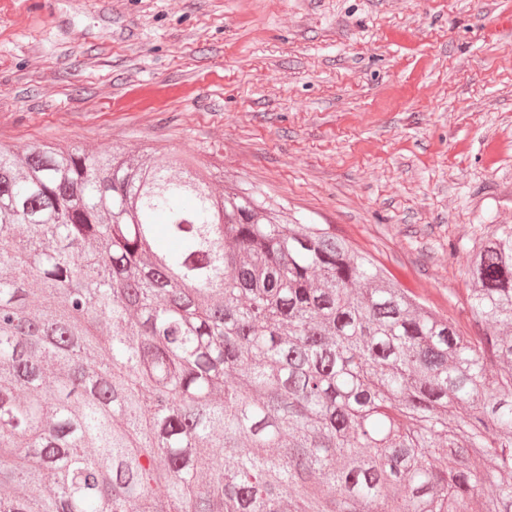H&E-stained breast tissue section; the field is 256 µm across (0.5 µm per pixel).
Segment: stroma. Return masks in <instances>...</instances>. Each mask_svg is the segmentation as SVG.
Instances as JSON below:
<instances>
[{
	"label": "stroma",
	"mask_w": 512,
	"mask_h": 512,
	"mask_svg": "<svg viewBox=\"0 0 512 512\" xmlns=\"http://www.w3.org/2000/svg\"><path fill=\"white\" fill-rule=\"evenodd\" d=\"M171 152L327 224L463 334L512 224V0H0V144Z\"/></svg>",
	"instance_id": "stroma-1"
}]
</instances>
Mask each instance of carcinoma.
Returning a JSON list of instances; mask_svg holds the SVG:
<instances>
[{
	"label": "carcinoma",
	"mask_w": 512,
	"mask_h": 512,
	"mask_svg": "<svg viewBox=\"0 0 512 512\" xmlns=\"http://www.w3.org/2000/svg\"><path fill=\"white\" fill-rule=\"evenodd\" d=\"M466 274L480 336L182 156L0 145V512H512L511 224Z\"/></svg>",
	"instance_id": "cac0c4a2"
}]
</instances>
